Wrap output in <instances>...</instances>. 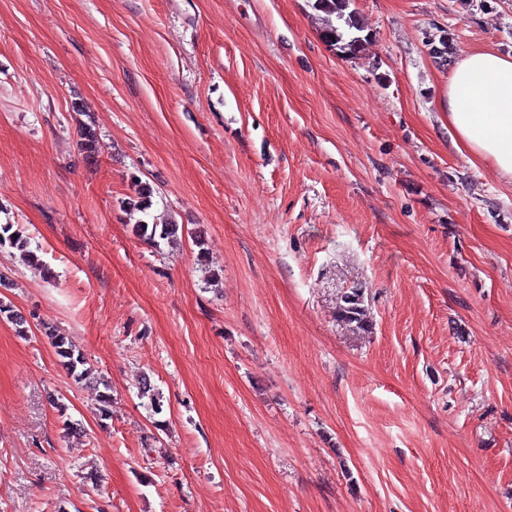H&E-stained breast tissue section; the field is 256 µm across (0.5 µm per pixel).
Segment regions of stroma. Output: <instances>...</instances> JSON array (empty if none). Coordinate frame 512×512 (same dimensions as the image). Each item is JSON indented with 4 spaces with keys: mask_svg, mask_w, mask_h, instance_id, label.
Masks as SVG:
<instances>
[{
    "mask_svg": "<svg viewBox=\"0 0 512 512\" xmlns=\"http://www.w3.org/2000/svg\"><path fill=\"white\" fill-rule=\"evenodd\" d=\"M314 2L0 0V224L54 274L0 250V512H512V178L448 131L512 0H336L332 44ZM133 195L129 196L128 201L123 203L130 219L135 214L140 213L142 216L137 218L132 224V230L136 236L144 239L154 246H160L161 242L171 244L176 240L179 231V224H173L167 221H157L153 218L150 222V215L147 212L149 204L145 199L150 196V188L139 180L133 179ZM342 302L338 309V316L341 321L355 326L356 329L366 330L369 327V320L363 306V293L359 294L351 289L342 296ZM44 330L46 335L51 338L55 352L60 358V362L70 373L77 378H82L88 373L87 369L83 368L86 364L85 358L71 339L67 336L55 334L54 330L49 326L44 327ZM79 368H81L80 371Z\"/></svg>",
    "mask_w": 512,
    "mask_h": 512,
    "instance_id": "1",
    "label": "stroma"
}]
</instances>
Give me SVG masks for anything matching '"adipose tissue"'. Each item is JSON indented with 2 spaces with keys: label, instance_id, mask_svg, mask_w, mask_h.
<instances>
[{
  "label": "adipose tissue",
  "instance_id": "obj_1",
  "mask_svg": "<svg viewBox=\"0 0 512 512\" xmlns=\"http://www.w3.org/2000/svg\"><path fill=\"white\" fill-rule=\"evenodd\" d=\"M448 125L460 151L512 178V56L461 57L448 81Z\"/></svg>",
  "mask_w": 512,
  "mask_h": 512
}]
</instances>
